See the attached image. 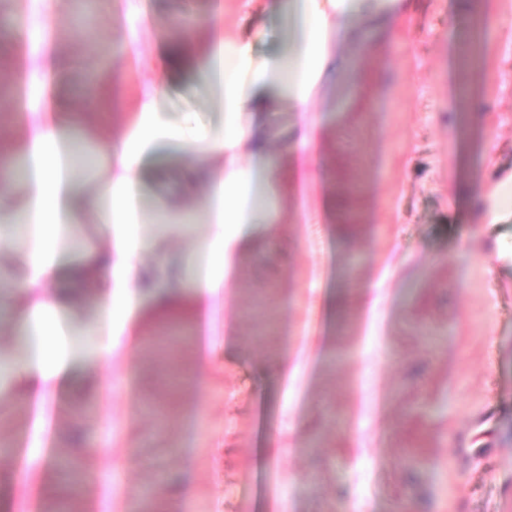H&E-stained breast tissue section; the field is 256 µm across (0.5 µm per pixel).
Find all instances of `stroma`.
I'll return each instance as SVG.
<instances>
[{
	"label": "stroma",
	"mask_w": 512,
	"mask_h": 512,
	"mask_svg": "<svg viewBox=\"0 0 512 512\" xmlns=\"http://www.w3.org/2000/svg\"><path fill=\"white\" fill-rule=\"evenodd\" d=\"M224 23H246L259 55L283 50L274 13L243 15L211 0ZM472 0H414L366 95L316 98L335 177L284 199L271 248L241 254L224 289L225 346L189 350L204 386L169 391L162 376L178 342L142 307L111 363L48 402L47 457L68 451L78 477L53 467L13 478L32 438L35 407L0 394V512H56L78 490L82 512H137L151 491L159 512H512V209L487 223L471 185L512 172V0H480L495 21L476 44ZM77 0H11L0 51V135L10 102L37 93L50 57L77 62L72 90L121 57L133 101L166 51L193 32L183 0H100L92 28ZM140 18L141 59L122 56L127 17ZM192 139L224 131L217 91L177 73L158 104ZM186 155L150 168L144 197L182 199L194 236L165 240L167 281L211 234L203 195L183 196ZM287 355V372L275 366ZM186 450L165 453L168 437Z\"/></svg>",
	"instance_id": "1"
}]
</instances>
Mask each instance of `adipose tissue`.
<instances>
[{
    "mask_svg": "<svg viewBox=\"0 0 512 512\" xmlns=\"http://www.w3.org/2000/svg\"><path fill=\"white\" fill-rule=\"evenodd\" d=\"M408 3L291 0L301 38L284 56L262 62L249 39L225 27L222 14L206 18L207 43L190 60L203 81L218 85L231 117L223 134L214 137L188 139L161 118L157 104L176 69L170 60L142 91L120 136L101 129L95 111L76 110L59 97L46 110L21 111V133L8 151L24 159L25 174L17 180L11 168L0 169V249L10 255L0 264V314L12 316L38 344L29 359L0 351V365L21 400L46 403L109 361L141 300H149L158 315L177 302L176 285L159 275L167 257L155 235L140 231L138 217L144 177L167 151L195 157L188 185L205 190L207 218L216 227L202 242L205 265L190 279L197 313L215 324L236 254L264 243L254 225L282 223L274 199L328 171L317 148L315 97L325 83L342 76L359 93L367 91L359 68L340 56V45L374 48L377 38L403 18ZM282 102L296 113L300 134L285 153L274 154L261 114ZM80 135L98 145L87 190L74 177L73 147ZM87 216L97 219L91 239L78 230ZM149 255L155 260L151 268L143 263ZM87 290L97 294L105 317L87 323L83 333L94 336L103 329L109 340L79 369L66 351L64 317Z\"/></svg>",
    "mask_w": 512,
    "mask_h": 512,
    "instance_id": "1",
    "label": "adipose tissue"
}]
</instances>
